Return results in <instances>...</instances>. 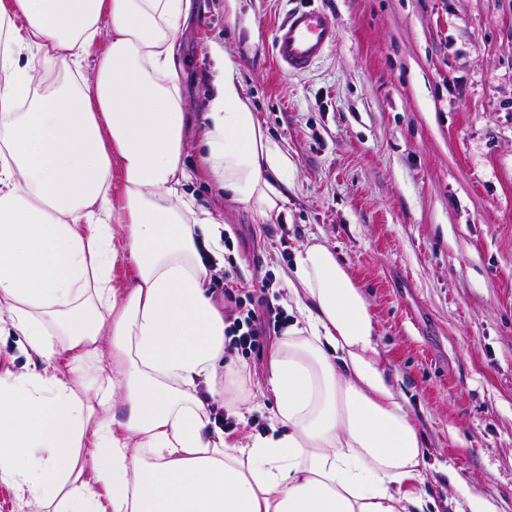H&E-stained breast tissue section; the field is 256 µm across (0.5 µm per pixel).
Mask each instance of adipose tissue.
I'll return each instance as SVG.
<instances>
[{"label": "adipose tissue", "mask_w": 512, "mask_h": 512, "mask_svg": "<svg viewBox=\"0 0 512 512\" xmlns=\"http://www.w3.org/2000/svg\"><path fill=\"white\" fill-rule=\"evenodd\" d=\"M191 10L0 0V315L35 356L0 373V483L35 512H414L421 437L369 303L324 242L303 244L288 279L275 426L243 442L209 416L252 390L247 364H224L203 286L225 226L186 189ZM216 70L199 165L269 221L294 162L235 63L217 54Z\"/></svg>", "instance_id": "ef3b65f1"}]
</instances>
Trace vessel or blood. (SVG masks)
Instances as JSON below:
<instances>
[{
    "label": "vessel or blood",
    "instance_id": "b4317fda",
    "mask_svg": "<svg viewBox=\"0 0 512 512\" xmlns=\"http://www.w3.org/2000/svg\"><path fill=\"white\" fill-rule=\"evenodd\" d=\"M338 31L329 14L318 8L289 12L273 32V50L288 73L307 71L325 51L335 45Z\"/></svg>",
    "mask_w": 512,
    "mask_h": 512
}]
</instances>
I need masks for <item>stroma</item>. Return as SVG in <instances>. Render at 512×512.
<instances>
[{"label": "stroma", "instance_id": "35a3bbf8", "mask_svg": "<svg viewBox=\"0 0 512 512\" xmlns=\"http://www.w3.org/2000/svg\"><path fill=\"white\" fill-rule=\"evenodd\" d=\"M314 2L338 39L313 68L286 73L272 34ZM179 36L185 109L201 122L214 52L238 66L263 128L295 162L277 219L261 223L196 170L189 191L231 230L242 285L288 275L309 235L332 245L362 288L393 384L429 463L437 512L469 498L512 512V0H195ZM276 336L245 359L258 390L223 410L235 437L266 433L262 384ZM466 495H459V488Z\"/></svg>", "mask_w": 512, "mask_h": 512}]
</instances>
